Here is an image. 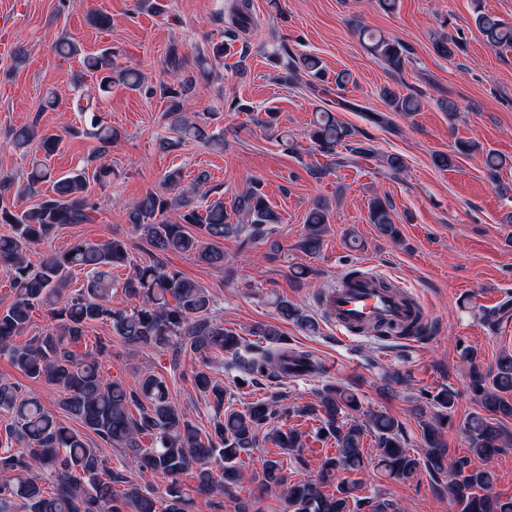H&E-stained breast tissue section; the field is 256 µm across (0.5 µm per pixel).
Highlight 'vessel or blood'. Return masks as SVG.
Here are the masks:
<instances>
[{"instance_id": "b4317fda", "label": "vessel or blood", "mask_w": 512, "mask_h": 512, "mask_svg": "<svg viewBox=\"0 0 512 512\" xmlns=\"http://www.w3.org/2000/svg\"><path fill=\"white\" fill-rule=\"evenodd\" d=\"M329 306L341 327L368 325L381 318L401 325L417 319L427 324L433 320L422 303L403 306L395 295L372 288L365 279L342 283L331 293Z\"/></svg>"}]
</instances>
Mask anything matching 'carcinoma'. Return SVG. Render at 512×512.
Wrapping results in <instances>:
<instances>
[{"label": "carcinoma", "instance_id": "cac0c4a2", "mask_svg": "<svg viewBox=\"0 0 512 512\" xmlns=\"http://www.w3.org/2000/svg\"><path fill=\"white\" fill-rule=\"evenodd\" d=\"M473 4L475 24L487 42L512 47V22L485 12L480 0H473ZM228 12L231 27L241 31L252 27L250 0H232ZM368 40L371 52L391 70L403 68L405 48L399 41L381 34H370ZM229 50L224 41L211 40L198 52L194 67L188 69L177 48L170 47L165 64L179 73V79L154 88L145 85L138 70L119 67L112 49L84 55L79 43L62 41L56 45L59 57L83 56V70L76 74L75 84L84 87L87 78L93 83V88L81 97L85 104H77V109L94 113L92 135L99 142L94 159L99 164L58 176L48 160L58 150L59 136L40 134L34 125L12 130L14 147L26 148L37 138L43 155L33 159L23 186L15 188L12 179L0 177L1 198L12 191L38 198L22 211L0 205V224L9 226V233L0 235V271L9 277L15 290L11 305L0 311V357H7L26 377L61 389L65 408L82 429L62 425L35 395L22 392L14 382L0 380V410L11 415L6 432L25 445L19 453L0 454V512H201L213 494L234 495L245 479L240 455L256 446L259 431L278 416L314 417L320 422L318 433L336 443L335 455L325 458L315 479L289 484L281 460H265L263 484L279 489L288 512H351V499L361 512H389L390 503H375L354 495L342 478L346 472L364 468L362 444L367 431L375 435L377 467L387 475L408 479L423 466L446 478L442 489L461 507V512H512V499L489 493L494 483L489 463L502 449L512 447V437L503 429V421L512 417V356L504 355L495 368L484 370L473 350H461L468 387L480 411L463 426L470 454L451 463L448 444L442 437V428L451 422L458 397L450 385L424 397L432 414L424 412L426 407L417 410L425 448L419 458L406 449L398 421L380 411H361L356 394L343 384H324L316 391V401L301 406L281 404L275 408L258 399L240 410L228 407L224 415L216 416L211 430L202 431L170 398L162 377L145 373L131 388L108 376L101 357L111 350L114 336L130 348L163 351L173 346L189 347L199 360L194 384L214 399L218 410L224 405L227 389L213 380L209 368L221 353L230 357L239 371L236 388L241 383H276L295 371L302 375L323 373L318 357L288 346V339L274 327L259 326L254 330L267 343L264 347L248 344L235 332L215 323L210 316V293L165 264L168 253L193 255L223 269L226 278H233L234 267L224 262V251L215 241L236 238L244 250L267 237L280 221L259 182L251 183L237 195L231 207L218 198L201 211L192 205L191 197L209 194L202 190L208 176L202 173L194 184L183 187L181 172L174 170L164 175L162 187L148 190L127 207V221L147 243L150 257L132 266L122 283L124 295L137 301L130 309L112 306V269L130 263L126 243L119 238L78 240L47 254L36 269L28 262L29 247L50 238L60 227L93 222L97 204L90 197V183L101 187L107 184L112 169L101 159L120 138L117 129L95 115L97 104L112 92L113 85L158 94L164 99V118L171 133L164 147H177L186 141L224 147L221 135L207 132L197 121L191 94L198 77H217L216 66ZM275 61L276 80L283 85L294 83L302 73L319 81L324 78L322 61L316 56L292 61L277 57ZM384 97L394 112H417L421 107L418 97L412 94L401 95L387 89ZM356 135L331 112L319 113L309 137L326 163L315 167L312 175L320 178L334 168L360 160L374 163L390 176L405 167L402 157L381 154L371 143L354 139ZM47 182L52 183L49 195L39 189ZM232 214L237 218L234 224L229 222ZM326 219L323 205L308 212L306 232L298 244L305 254L320 251ZM369 220L381 234L391 239L399 235L391 209L378 197L370 204ZM192 226L203 233H192ZM76 268L85 271L86 280L80 288L69 291V275ZM273 304L284 320L316 329L314 319L288 300L277 298ZM42 309L52 321L51 330L22 345L16 344L15 338L30 326L34 312ZM97 323L110 325L113 336L99 338L92 349L80 351L85 332ZM352 331L399 339L427 333L425 328L382 322L366 329L354 327ZM132 406L139 410L137 419L130 412ZM302 436L291 427H276L265 433L266 440L290 456L300 455ZM144 437L150 439V444H143ZM112 448L133 457L142 479L163 476L166 483L160 495L141 491L130 483L124 471L108 466L107 451ZM216 460L223 463L218 481L209 470ZM192 469L197 472V483L188 493L179 478ZM119 485L123 489H117Z\"/></svg>", "mask_w": 512, "mask_h": 512}]
</instances>
